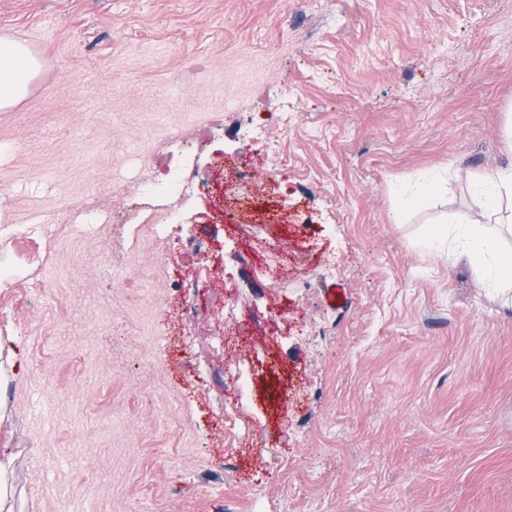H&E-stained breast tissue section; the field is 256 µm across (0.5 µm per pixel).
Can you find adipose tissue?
Here are the masks:
<instances>
[{
    "label": "adipose tissue",
    "instance_id": "obj_1",
    "mask_svg": "<svg viewBox=\"0 0 512 512\" xmlns=\"http://www.w3.org/2000/svg\"><path fill=\"white\" fill-rule=\"evenodd\" d=\"M41 68L39 58L24 42L0 35V110L17 105L29 92ZM456 231L453 244L478 269L489 270L498 286H512V249L504 248L498 235L482 231L468 211L452 218Z\"/></svg>",
    "mask_w": 512,
    "mask_h": 512
}]
</instances>
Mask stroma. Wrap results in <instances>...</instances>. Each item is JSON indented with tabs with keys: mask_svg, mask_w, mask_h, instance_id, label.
I'll use <instances>...</instances> for the list:
<instances>
[{
	"mask_svg": "<svg viewBox=\"0 0 512 512\" xmlns=\"http://www.w3.org/2000/svg\"><path fill=\"white\" fill-rule=\"evenodd\" d=\"M0 34L42 62L0 111L15 512H512V300L426 232L512 158V0H0ZM183 149L192 203L138 205ZM230 159L261 220L213 219Z\"/></svg>",
	"mask_w": 512,
	"mask_h": 512,
	"instance_id": "stroma-1",
	"label": "stroma"
}]
</instances>
